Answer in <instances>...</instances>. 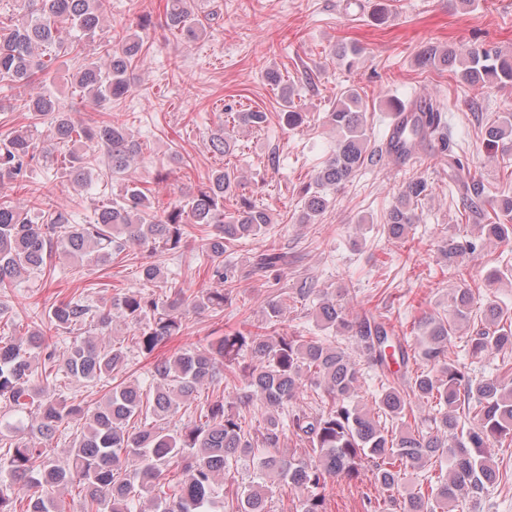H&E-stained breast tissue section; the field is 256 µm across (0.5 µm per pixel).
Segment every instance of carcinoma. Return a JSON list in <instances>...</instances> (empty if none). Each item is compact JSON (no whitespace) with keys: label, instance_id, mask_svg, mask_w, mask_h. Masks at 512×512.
<instances>
[{"label":"carcinoma","instance_id":"cac0c4a2","mask_svg":"<svg viewBox=\"0 0 512 512\" xmlns=\"http://www.w3.org/2000/svg\"><path fill=\"white\" fill-rule=\"evenodd\" d=\"M194 7V0H166V26L188 43L210 26L195 16ZM110 15L111 0H24L22 14L0 20V82L26 89L20 109L28 120L0 135V290L21 280L53 278L58 256L80 270L108 266L135 247L148 253L139 277L151 286L100 303L80 293L52 304L22 336L0 335V410L27 423L24 429L0 431V443L8 441L0 451V512H63L61 495L74 486L83 494V512H271L275 484L301 497V512H327L329 483L360 480L367 463L379 491L399 502L400 512H445L459 490L482 496L497 486L499 470L485 448L512 438V383L465 373L448 350L456 328L470 322L472 355H497V370L512 371L508 309L489 302L476 320L473 290L456 289L447 317L419 320L416 346L424 368L413 371L408 343L384 319L350 311L312 278L294 288L279 287L277 275L288 265V252L276 241L255 251L246 269L227 258L234 248L269 234L275 217L239 193L241 181L222 167L164 206L150 188L130 179L120 193L99 197L79 222L69 204L45 207L14 197L42 160L61 170L75 196L131 175L142 161L143 143L110 111L128 96L151 44L130 27H112ZM361 53L360 46L343 40L331 48L348 70ZM63 56L78 63L71 87L81 100L109 112L105 119L82 124L43 88L41 77ZM418 61L454 71L468 85H512V55L495 48L431 45ZM266 77L281 89L283 125L300 127L304 115L291 84L274 69ZM412 111L420 118L404 131L409 150L428 142L448 151L440 102L420 100ZM325 121L336 132L335 149L301 188L298 224L317 223L333 202L329 194L387 152L384 141L370 146L358 89L344 90ZM267 122L261 110L227 103L224 125L211 133L209 146L226 156L235 149V130H261ZM40 124L47 125V140L38 146L31 129ZM484 133L489 145L512 153V113L489 123ZM186 167L183 154L172 148L155 168L153 183ZM452 179L468 191L464 210L483 220L479 233L487 240H511L512 224L502 219L512 218V196L485 198L480 182L460 162ZM429 194L425 179L409 178L379 233L405 239L419 201ZM199 226L206 227L200 237ZM190 247L203 260L209 281L194 294L165 269V261ZM478 247L446 238L439 252L452 264L463 249ZM254 277L273 289L261 305L260 324L228 329L206 345L159 353L182 334L185 312L224 311L240 283ZM289 301L311 303L324 335L279 333ZM118 320L129 329L131 342L109 339ZM61 334L73 336L66 347L60 345ZM136 357L148 361L146 389L122 380ZM392 364L402 368L400 376H394ZM365 367L373 373L370 409L357 395ZM60 371L101 384V400L90 409L64 395ZM235 378L247 381L245 401L219 394L206 399L196 415L179 413L180 403L197 400L203 385ZM308 387L319 401L298 403ZM253 401L263 408L255 427L244 425L242 414V406ZM419 405L428 408L424 430L408 421ZM474 410L479 423L468 428ZM70 423L78 430L60 460L51 448ZM290 435L305 447L306 457L286 450ZM242 459L252 463L256 479L242 489L224 488L233 464ZM445 460L448 471L426 476L427 487H406L409 475ZM173 466L180 468L181 480L167 493L162 487Z\"/></svg>","mask_w":512,"mask_h":512}]
</instances>
